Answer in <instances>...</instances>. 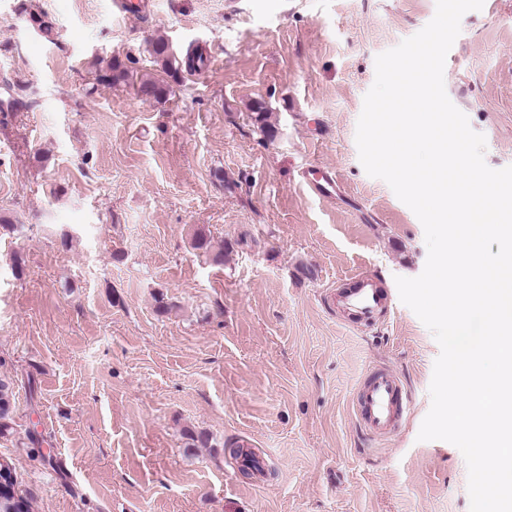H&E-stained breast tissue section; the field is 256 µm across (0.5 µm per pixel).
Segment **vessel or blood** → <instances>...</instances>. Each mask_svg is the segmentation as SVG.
Here are the masks:
<instances>
[{"mask_svg": "<svg viewBox=\"0 0 512 512\" xmlns=\"http://www.w3.org/2000/svg\"><path fill=\"white\" fill-rule=\"evenodd\" d=\"M303 178L311 192L322 198L336 196L339 189L335 173L329 170L307 171ZM350 282V288L339 293L337 302L354 322L369 324L377 314L390 311L391 299L373 276L357 273L351 276ZM410 403L396 373L374 370L358 386L355 414L367 434L382 437L397 429Z\"/></svg>", "mask_w": 512, "mask_h": 512, "instance_id": "obj_1", "label": "vessel or blood"}]
</instances>
